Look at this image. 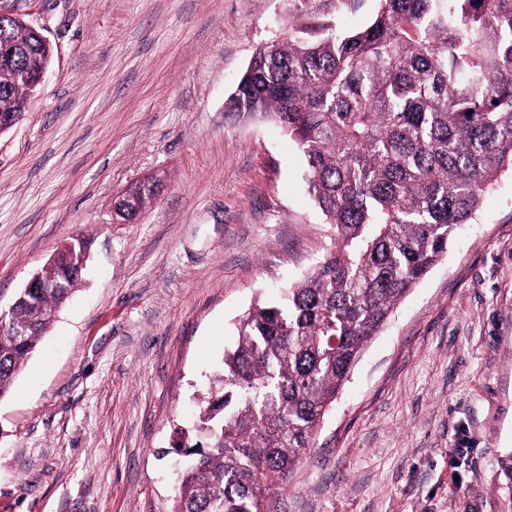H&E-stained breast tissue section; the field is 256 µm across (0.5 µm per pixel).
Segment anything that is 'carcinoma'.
<instances>
[{
    "label": "carcinoma",
    "instance_id": "obj_1",
    "mask_svg": "<svg viewBox=\"0 0 512 512\" xmlns=\"http://www.w3.org/2000/svg\"><path fill=\"white\" fill-rule=\"evenodd\" d=\"M379 2L357 31L298 27L260 49L228 98L296 140L335 250L243 315L201 399L207 443L175 446L189 462L170 512H277L364 347L512 171V0ZM50 59L37 29L0 24L1 114ZM87 253L60 255L59 287L20 289L6 323L58 309ZM47 328L0 329V397Z\"/></svg>",
    "mask_w": 512,
    "mask_h": 512
}]
</instances>
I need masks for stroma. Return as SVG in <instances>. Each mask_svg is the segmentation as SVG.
Returning a JSON list of instances; mask_svg holds the SVG:
<instances>
[{
	"instance_id": "1",
	"label": "stroma",
	"mask_w": 512,
	"mask_h": 512,
	"mask_svg": "<svg viewBox=\"0 0 512 512\" xmlns=\"http://www.w3.org/2000/svg\"><path fill=\"white\" fill-rule=\"evenodd\" d=\"M379 0H0L53 49L0 135V306L82 280L0 397V512H169L199 397L256 302L335 233L280 126L226 112L256 48ZM158 174L137 223L116 198ZM512 174L364 349L278 512H512Z\"/></svg>"
}]
</instances>
